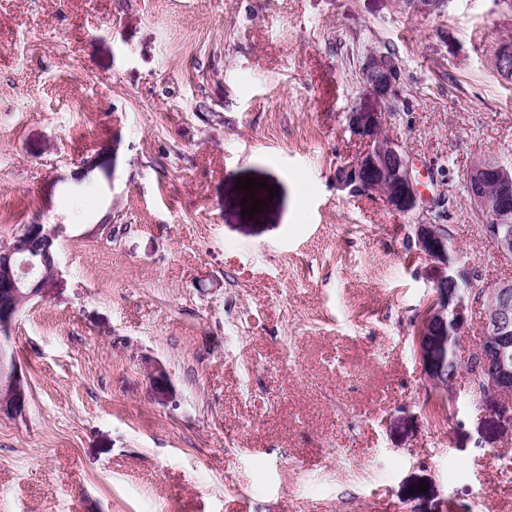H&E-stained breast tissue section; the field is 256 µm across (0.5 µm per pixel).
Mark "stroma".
Returning a JSON list of instances; mask_svg holds the SVG:
<instances>
[{
	"label": "stroma",
	"instance_id": "35a3bbf8",
	"mask_svg": "<svg viewBox=\"0 0 512 512\" xmlns=\"http://www.w3.org/2000/svg\"><path fill=\"white\" fill-rule=\"evenodd\" d=\"M507 42L505 0H0V245L59 230L0 512H512V418L421 373L411 217L334 180L393 49L389 135L475 287L512 277L464 186L512 154ZM360 73L363 81L379 98L388 104L396 98L399 66L394 59L371 51L366 55Z\"/></svg>",
	"mask_w": 512,
	"mask_h": 512
}]
</instances>
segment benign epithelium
Returning <instances> with one entry per match:
<instances>
[{"instance_id": "obj_1", "label": "benign epithelium", "mask_w": 512, "mask_h": 512, "mask_svg": "<svg viewBox=\"0 0 512 512\" xmlns=\"http://www.w3.org/2000/svg\"><path fill=\"white\" fill-rule=\"evenodd\" d=\"M494 70L512 79V43L501 45L491 58ZM372 91L389 103L397 96L398 63L377 51L369 52L360 69ZM347 126L362 148L336 170V188L350 194L377 197L401 215H421L412 225L411 242L428 261L426 276L432 301L418 318L414 344L424 379L434 388L453 389L459 378L485 398L512 404V278L480 289L484 299L479 345L466 359L457 358L471 305L470 268L462 265L449 245L447 228L429 215L430 201L414 173L402 144L385 132V114L354 106L346 113ZM472 211L482 232L497 251L512 255V161L483 155L465 178ZM56 233L42 224L23 226L13 242L0 248V328L11 329L22 307L48 291L49 278L58 273ZM29 386L21 366L0 343V418L25 415Z\"/></svg>"}]
</instances>
